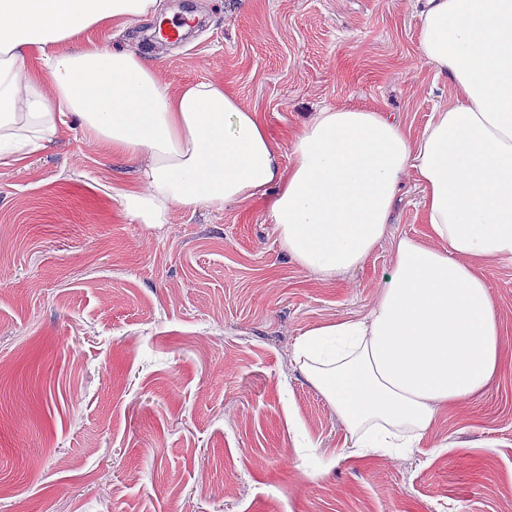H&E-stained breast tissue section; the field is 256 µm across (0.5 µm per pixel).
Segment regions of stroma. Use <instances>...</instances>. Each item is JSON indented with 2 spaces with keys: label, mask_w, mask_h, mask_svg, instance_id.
<instances>
[{
  "label": "stroma",
  "mask_w": 512,
  "mask_h": 512,
  "mask_svg": "<svg viewBox=\"0 0 512 512\" xmlns=\"http://www.w3.org/2000/svg\"><path fill=\"white\" fill-rule=\"evenodd\" d=\"M420 0H159L124 31L172 88L224 82L272 137L327 106L399 115L420 136L453 92L419 54ZM199 18L179 43L158 20ZM139 165L77 122L0 165V512H512V262L484 268L502 333L485 392L411 453L362 455L299 369L307 330L360 318L422 238L407 179L394 222L334 280L283 252L260 203L123 216Z\"/></svg>",
  "instance_id": "1"
}]
</instances>
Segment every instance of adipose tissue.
I'll use <instances>...</instances> for the list:
<instances>
[{
	"instance_id": "adipose-tissue-1",
	"label": "adipose tissue",
	"mask_w": 512,
	"mask_h": 512,
	"mask_svg": "<svg viewBox=\"0 0 512 512\" xmlns=\"http://www.w3.org/2000/svg\"><path fill=\"white\" fill-rule=\"evenodd\" d=\"M158 3L0 0V165L75 117L113 156L146 157L138 189L120 195L130 222L158 227L174 205L260 199L283 251L327 279L364 262L414 176L427 237L395 239L367 315L298 343L301 370L356 447H414L500 365L501 323L482 270L512 260V0H425L420 55L456 95L421 136L380 109L331 107L284 146L223 82L175 89L138 54L77 45L85 30L126 28ZM71 41L75 49L53 53Z\"/></svg>"
}]
</instances>
